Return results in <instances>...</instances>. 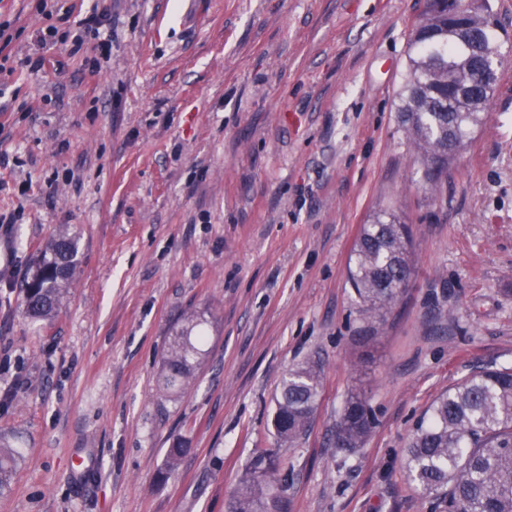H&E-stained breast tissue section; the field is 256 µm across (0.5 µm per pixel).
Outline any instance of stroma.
<instances>
[{"instance_id": "1", "label": "stroma", "mask_w": 512, "mask_h": 512, "mask_svg": "<svg viewBox=\"0 0 512 512\" xmlns=\"http://www.w3.org/2000/svg\"><path fill=\"white\" fill-rule=\"evenodd\" d=\"M112 55L42 48L0 74V512H229L276 446L282 376L318 362L310 428L280 450L288 512H439L404 450L431 401L512 364V0L486 118L432 195L398 123L423 0H111ZM22 56L49 20L0 0ZM411 228L414 273L379 335L348 282L374 213ZM80 238L56 316L22 313L47 239ZM211 311L185 391L159 394L175 327ZM363 391L376 425L337 447ZM189 452L156 478L173 439ZM97 476L74 477L73 454Z\"/></svg>"}]
</instances>
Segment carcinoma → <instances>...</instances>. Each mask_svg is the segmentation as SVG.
Returning <instances> with one entry per match:
<instances>
[{
	"label": "carcinoma",
	"mask_w": 512,
	"mask_h": 512,
	"mask_svg": "<svg viewBox=\"0 0 512 512\" xmlns=\"http://www.w3.org/2000/svg\"><path fill=\"white\" fill-rule=\"evenodd\" d=\"M427 28H413L407 73L399 106V125L413 147L425 179L438 189L441 175L465 147L493 89L477 87L478 64L496 45L499 20L482 13L463 24L430 10ZM349 282L361 311L376 329L410 280L413 265L407 225L382 211L363 225L354 250ZM78 238L51 236L23 291L22 305L32 319H48L59 307L61 288L78 265ZM204 314H191L174 330L163 355L160 384L177 394L189 384L204 355ZM318 364L307 362L280 381L272 426L277 447L260 448L248 461L231 512H286L287 476L278 449L292 447L307 431L320 395ZM374 427L365 394H350L336 423V447L359 448ZM177 439L167 449L158 478L163 479L187 453ZM16 451L0 448V489L16 472ZM413 488L437 501L442 512H512V365L474 369L463 383L438 395L417 421L405 448Z\"/></svg>",
	"instance_id": "1"
}]
</instances>
